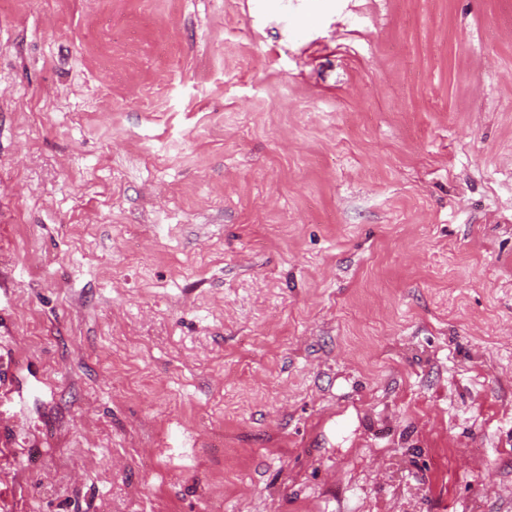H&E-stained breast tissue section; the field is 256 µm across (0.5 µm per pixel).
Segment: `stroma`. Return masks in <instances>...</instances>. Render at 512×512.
<instances>
[{"label":"stroma","instance_id":"stroma-1","mask_svg":"<svg viewBox=\"0 0 512 512\" xmlns=\"http://www.w3.org/2000/svg\"><path fill=\"white\" fill-rule=\"evenodd\" d=\"M0 512H512V0H0Z\"/></svg>","mask_w":512,"mask_h":512}]
</instances>
